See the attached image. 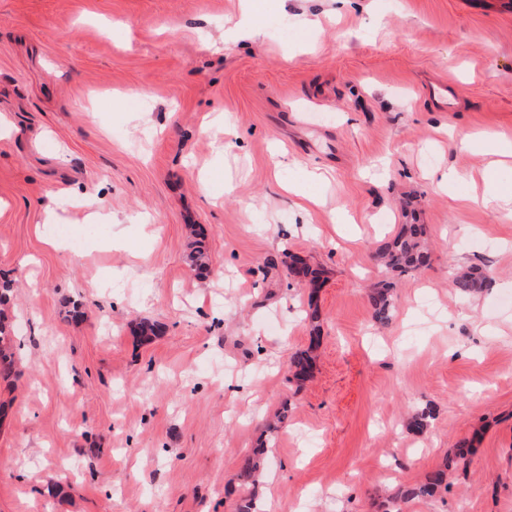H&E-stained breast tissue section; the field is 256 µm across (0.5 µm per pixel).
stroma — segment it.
<instances>
[{
  "instance_id": "obj_1",
  "label": "stroma",
  "mask_w": 512,
  "mask_h": 512,
  "mask_svg": "<svg viewBox=\"0 0 512 512\" xmlns=\"http://www.w3.org/2000/svg\"><path fill=\"white\" fill-rule=\"evenodd\" d=\"M247 10L254 40L204 50ZM0 114L22 328L0 512H236L261 444L264 512H387L463 439L468 467L403 512H512V219L475 200L490 155L459 145L512 141V0H0ZM50 204L80 250L49 245ZM408 204L432 260L396 278L382 326L376 250ZM293 256L317 286L287 276ZM458 266L488 290L458 295ZM392 289L391 283H385L370 293L374 321L382 325L387 324L393 317L395 306ZM320 342V336H313L311 343L306 350L295 352L289 360V370L296 378L307 377L314 366V350ZM266 448H258L252 454L244 456L239 464L238 478L246 481H256L265 468Z\"/></svg>"
}]
</instances>
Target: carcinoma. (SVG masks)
Wrapping results in <instances>:
<instances>
[{
    "label": "carcinoma",
    "mask_w": 512,
    "mask_h": 512,
    "mask_svg": "<svg viewBox=\"0 0 512 512\" xmlns=\"http://www.w3.org/2000/svg\"><path fill=\"white\" fill-rule=\"evenodd\" d=\"M377 257L392 274L405 275L426 267L431 255L426 239V229L422 224L406 223L399 227L393 238L382 243L376 250ZM287 271L298 283L313 284L319 272L306 262L293 258L288 263ZM486 284V277L471 270L456 271L452 276L453 288L462 296H470L481 291ZM393 286L385 283L370 293L374 321L385 325L392 320L394 313ZM13 324L7 314L0 310V374L7 377L12 373L16 353L14 351ZM320 342V337H312L306 350L294 353L289 360V370L297 378L307 377L314 366V350ZM267 449L259 448L244 456L239 464L238 478L254 481L265 468ZM473 454V442L463 440L458 443L453 457L448 463L430 472L423 481L401 488L391 500L407 503L414 499L433 496L446 482L447 469L453 465L467 464Z\"/></svg>",
    "instance_id": "1"
}]
</instances>
